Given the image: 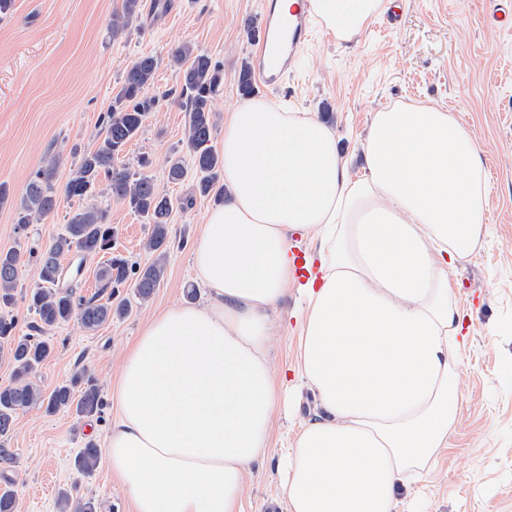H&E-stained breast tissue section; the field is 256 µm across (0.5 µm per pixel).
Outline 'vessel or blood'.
I'll return each instance as SVG.
<instances>
[{
	"instance_id": "obj_1",
	"label": "vessel or blood",
	"mask_w": 512,
	"mask_h": 512,
	"mask_svg": "<svg viewBox=\"0 0 512 512\" xmlns=\"http://www.w3.org/2000/svg\"><path fill=\"white\" fill-rule=\"evenodd\" d=\"M308 0H296L288 22H281L273 6L263 15L264 37L253 57L256 75L263 83L274 84L291 67L310 32Z\"/></svg>"
}]
</instances>
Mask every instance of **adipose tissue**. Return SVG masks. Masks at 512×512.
<instances>
[{
	"instance_id": "ef3b65f1",
	"label": "adipose tissue",
	"mask_w": 512,
	"mask_h": 512,
	"mask_svg": "<svg viewBox=\"0 0 512 512\" xmlns=\"http://www.w3.org/2000/svg\"><path fill=\"white\" fill-rule=\"evenodd\" d=\"M340 41L383 0H310ZM353 177L312 112L261 99L224 117V203L191 247L198 303L154 315L110 392L103 459L133 512H244L243 488L277 408L314 411L281 454L287 512H396L447 447L462 395V316L448 271L484 230L474 136L432 106L375 112ZM320 240L293 377L269 342L296 270L295 233Z\"/></svg>"
}]
</instances>
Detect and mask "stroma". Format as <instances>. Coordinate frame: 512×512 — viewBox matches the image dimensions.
<instances>
[{"label": "stroma", "mask_w": 512, "mask_h": 512, "mask_svg": "<svg viewBox=\"0 0 512 512\" xmlns=\"http://www.w3.org/2000/svg\"><path fill=\"white\" fill-rule=\"evenodd\" d=\"M264 0H173L166 10L143 12L120 36L109 19L122 0H14L0 18V184L10 199L0 205V252L20 258L16 302L9 314L17 335L33 315L26 294L39 282L29 254L62 232L81 200L61 198L45 221L19 227L15 207L29 178L56 158L54 186L63 190L82 155L103 136L101 118L126 70L139 56L158 58L147 94L157 101L139 135L117 162L150 177L173 202L165 275L148 299L132 285L118 289L113 304L126 308L95 332L69 322L51 333L55 350L34 376L51 392L87 369L102 393L116 382L122 360L157 312L206 296L192 268L189 245L201 232L207 201L196 198L199 175L187 145L189 114L178 101L179 70L169 51L192 44L224 70L219 112L243 103L237 78L251 63L262 35ZM391 26L374 19L353 41H337L315 26L311 43L280 86H256V97L313 112L334 129L343 155L365 138L372 116L395 105L436 106L475 136L488 176L486 229L470 259L451 270V298L463 317L464 343L457 351L462 404L433 470L414 485L415 512H512V29L491 22L493 0H397ZM148 167H140L141 157ZM181 159L186 175L169 182V162ZM193 206H185V199ZM96 202L116 235L112 255L145 266L146 219L124 201L100 191ZM287 322L269 344L275 373L291 371L298 358L304 303L296 290L282 302ZM313 403L303 394L292 415L276 412L269 449L254 467L243 496L244 512H286L277 470ZM115 408L80 417L33 407L17 415L13 463L0 464V488L12 485L18 512H60L68 491L93 499L98 512H132V503L105 463L78 473L74 460L87 442L102 444Z\"/></svg>", "instance_id": "stroma-1"}]
</instances>
